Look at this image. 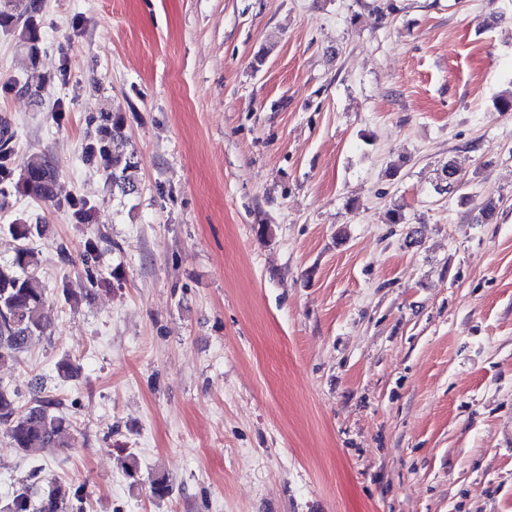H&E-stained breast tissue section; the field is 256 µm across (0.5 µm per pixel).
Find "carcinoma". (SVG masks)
Returning <instances> with one entry per match:
<instances>
[{"mask_svg": "<svg viewBox=\"0 0 512 512\" xmlns=\"http://www.w3.org/2000/svg\"><path fill=\"white\" fill-rule=\"evenodd\" d=\"M40 9V0H0V28L13 33L33 63L37 62L42 49ZM97 121L98 137L86 144L85 158L90 162L100 160L103 174L112 188L131 194L135 191L137 163L133 157L114 149V142L122 133L124 117L119 113L101 112ZM13 138L9 124L1 120L0 208L8 205V198L13 194L61 205L55 194L56 174L49 162L40 156L16 161L9 148ZM442 181L445 192L462 186L451 160L443 166ZM66 207L78 224L86 223L94 209L90 201L82 198L66 201ZM4 230L18 245L11 260L0 265V364L14 359L30 339L44 335L48 329L46 289L32 273L37 258L35 249L30 246L33 238L41 235L42 225L17 219L4 225ZM52 406L48 399H37L34 406L19 413L9 393L0 389V425L5 427L15 447L26 454H36L51 445L61 444L66 419L54 414ZM29 489L28 484L16 489L10 500L0 506V512H68L70 503L80 502L86 495L83 484L58 483L43 491L34 508Z\"/></svg>", "mask_w": 512, "mask_h": 512, "instance_id": "1", "label": "carcinoma"}]
</instances>
